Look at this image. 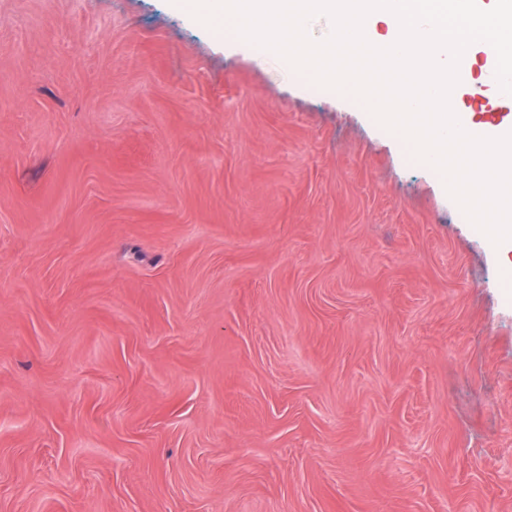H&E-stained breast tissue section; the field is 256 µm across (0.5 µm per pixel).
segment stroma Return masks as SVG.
<instances>
[{
  "instance_id": "1",
  "label": "stroma",
  "mask_w": 512,
  "mask_h": 512,
  "mask_svg": "<svg viewBox=\"0 0 512 512\" xmlns=\"http://www.w3.org/2000/svg\"><path fill=\"white\" fill-rule=\"evenodd\" d=\"M0 512H512V270L265 49L0 0Z\"/></svg>"
}]
</instances>
